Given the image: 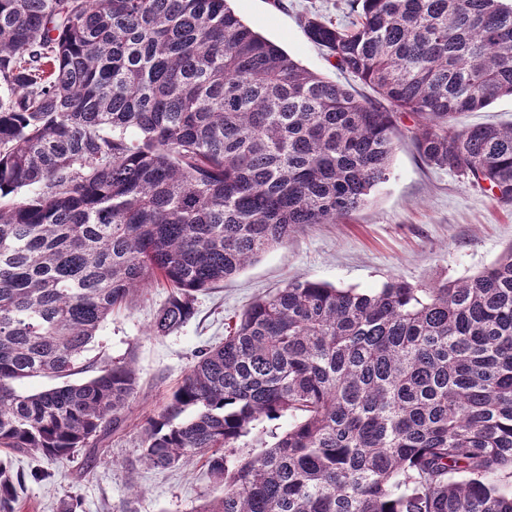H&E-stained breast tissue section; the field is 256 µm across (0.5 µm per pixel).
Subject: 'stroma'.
I'll use <instances>...</instances> for the list:
<instances>
[{
	"label": "stroma",
	"mask_w": 512,
	"mask_h": 512,
	"mask_svg": "<svg viewBox=\"0 0 512 512\" xmlns=\"http://www.w3.org/2000/svg\"><path fill=\"white\" fill-rule=\"evenodd\" d=\"M243 21L281 46L304 67L367 94L310 42L300 18L309 11L336 24L348 21L350 0H233ZM401 119L394 137L392 174L370 203L342 224H314L288 243L219 287L196 293L194 316L166 336L149 331L170 289L145 288L131 303L113 310L84 355L95 366L133 360L136 394L117 430L94 456L53 463L18 454L13 469L26 475L23 512H58L61 499L78 495L83 512H195L211 489L205 460L160 470L140 463L139 441L145 419L168 401L194 360L195 351L223 341L228 326L254 299L297 278L338 288L377 291L393 279L438 285L471 277L494 263L512 245V201L467 184L456 173L427 166ZM43 469L49 479L30 480Z\"/></svg>",
	"instance_id": "1"
}]
</instances>
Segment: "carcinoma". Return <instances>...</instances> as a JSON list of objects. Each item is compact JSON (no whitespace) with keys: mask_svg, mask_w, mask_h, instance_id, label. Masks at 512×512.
Masks as SVG:
<instances>
[{"mask_svg":"<svg viewBox=\"0 0 512 512\" xmlns=\"http://www.w3.org/2000/svg\"><path fill=\"white\" fill-rule=\"evenodd\" d=\"M351 7L302 30L390 112L229 0H0V512L10 455L69 461L122 422L133 361L70 381L115 306L167 284L168 335L195 293L365 207L400 115L428 166L512 201V125L456 124L512 96V0ZM194 357L139 451L206 459L196 512H512V247L432 287L292 280ZM36 377L56 384L17 390Z\"/></svg>","mask_w":512,"mask_h":512,"instance_id":"1","label":"carcinoma"}]
</instances>
